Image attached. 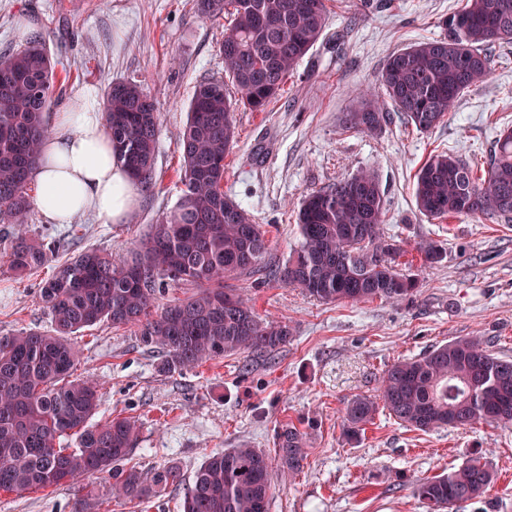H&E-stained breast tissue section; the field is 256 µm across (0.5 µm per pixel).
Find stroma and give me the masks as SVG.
I'll return each instance as SVG.
<instances>
[{"label":"stroma","instance_id":"1","mask_svg":"<svg viewBox=\"0 0 512 512\" xmlns=\"http://www.w3.org/2000/svg\"><path fill=\"white\" fill-rule=\"evenodd\" d=\"M463 0H328L319 41L289 76L265 112L237 107L236 142L226 159L224 190L260 224L268 260L285 263L297 241L296 215L305 195L363 169L375 171L385 200V232L406 241L404 273L418 282L412 301L324 304L301 289L243 277L235 288L263 320L294 328L290 343L271 355L232 354L181 373L158 372L157 357L131 327L107 323L73 336L77 377L101 389L95 421L122 414L138 419V446L123 467L142 473L177 463L180 486L132 504L107 495L104 479H83L102 492L105 512H182L184 486L211 452L246 443L274 454V434L304 420V466L276 482L268 512H429L416 495L419 480L484 457L496 477L485 497L459 512H512V424H474L429 432L400 424L379 410L358 442L347 441L343 401L380 395V378L394 361L414 357L458 336L478 335L512 358V223L492 217L430 220L415 207L414 175L435 152L454 151L475 169L497 133L512 126V44L492 48V75L471 88L444 123L419 134L393 120L377 133L349 128L347 112L369 90L394 51L438 36L439 21ZM227 18H198L191 0H0V56L41 38L57 71L53 111L86 86L105 90L135 81L154 100L160 119L155 178L139 193L122 224L46 223L30 212L21 230L59 238L49 263L24 276L0 267V333L50 331L38 300L55 263L88 248L121 261L129 257L182 194L178 135L194 90L224 78L220 44ZM442 244V262L428 265L415 242ZM77 492H0V512H73Z\"/></svg>","mask_w":512,"mask_h":512}]
</instances>
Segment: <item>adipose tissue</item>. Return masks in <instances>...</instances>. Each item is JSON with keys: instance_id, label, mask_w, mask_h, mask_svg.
I'll use <instances>...</instances> for the list:
<instances>
[{"instance_id": "1", "label": "adipose tissue", "mask_w": 512, "mask_h": 512, "mask_svg": "<svg viewBox=\"0 0 512 512\" xmlns=\"http://www.w3.org/2000/svg\"><path fill=\"white\" fill-rule=\"evenodd\" d=\"M55 125L33 172L37 211L52 224H69L85 214L99 224L125 222L137 191L113 154L99 91L93 87L80 90L56 115Z\"/></svg>"}]
</instances>
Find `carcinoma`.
<instances>
[{
    "label": "carcinoma",
    "mask_w": 512,
    "mask_h": 512,
    "mask_svg": "<svg viewBox=\"0 0 512 512\" xmlns=\"http://www.w3.org/2000/svg\"><path fill=\"white\" fill-rule=\"evenodd\" d=\"M207 20L231 15L220 45L224 71L241 102L266 112L288 76L319 41L328 21L326 0H192ZM440 37L392 52L377 76L382 96L361 100L347 124L375 133L397 112L406 126L427 133L451 106L491 75L489 47L512 43V0H466L439 21ZM56 73L38 39L0 57V229L26 223L29 185L40 146L51 134L46 119ZM105 99L113 151L136 185L154 178L159 115L135 82L108 85ZM222 80L200 83L178 138L184 190L132 256L115 262L89 248L55 267L38 288L53 333L0 334V491L57 490L97 474L112 478V495L150 498L181 481L170 463L144 475L115 467L139 440L132 417L94 426L97 384L75 378L80 350L70 341L99 323L137 330L155 353L157 369L175 374L234 353L271 354L290 342L285 322L261 321L227 282L266 272L268 243L261 226L224 193V159L233 148V111L239 102ZM414 200L427 218L488 216L512 221V128L494 141L485 174L473 175L458 153L430 156L416 174ZM385 200L370 170L308 194L297 213L298 243L288 262L269 271L282 283L322 303L411 300L417 283L399 269L401 242L385 235ZM424 262L443 260L442 246H414ZM39 238L12 235L0 263L18 276L49 259ZM171 284L196 291L165 299ZM406 427L512 422V359L498 355L481 336L455 337L384 372L381 401L364 395L343 402L348 440L356 441L379 408ZM277 467L248 444L208 454L185 489L183 512H268L274 469L293 478L303 466L308 433L283 423L275 434ZM493 470L475 457L445 475L424 479L416 494L433 512L481 498Z\"/></svg>",
    "instance_id": "carcinoma-1"
}]
</instances>
